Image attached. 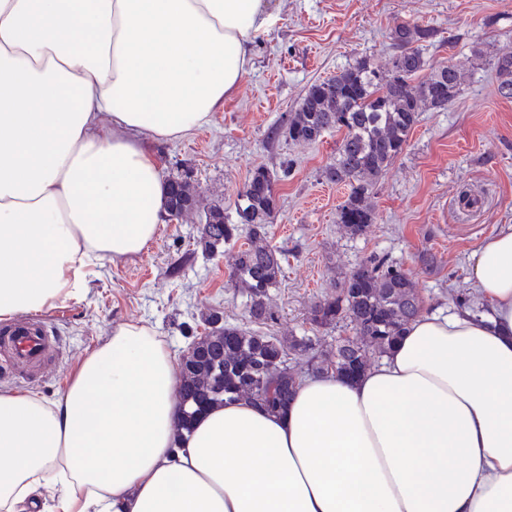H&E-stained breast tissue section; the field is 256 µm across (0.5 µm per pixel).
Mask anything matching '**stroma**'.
Segmentation results:
<instances>
[{
  "label": "stroma",
  "instance_id": "35a3bbf8",
  "mask_svg": "<svg viewBox=\"0 0 512 512\" xmlns=\"http://www.w3.org/2000/svg\"><path fill=\"white\" fill-rule=\"evenodd\" d=\"M274 25L256 40L253 68L225 99L209 127L156 145L164 176L189 175L201 207L166 219L153 243L122 262L99 265L80 300L40 313L57 339L53 364L24 374L0 358V388L61 395L81 361L130 321L153 326L172 358L204 330L202 317L220 311L245 322L246 296L229 281L230 255L197 245L205 208L235 209L256 167L277 171L278 209L267 243L282 251V276L270 291L274 322L264 333L288 340L317 335L323 344L352 335L347 323L313 329L315 304L370 257L402 268L424 299L426 313L461 304L481 307L470 278L471 257L494 236L512 231V99L497 93L476 49H512V0H268ZM408 21L434 29L423 43L430 64L453 63L462 92L448 108L421 112L408 145L375 189V220L350 237L336 222L343 186L324 172L342 136L315 143L270 138L307 88L359 58L386 66L391 33Z\"/></svg>",
  "mask_w": 512,
  "mask_h": 512
}]
</instances>
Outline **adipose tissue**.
<instances>
[{
  "label": "adipose tissue",
  "instance_id": "adipose-tissue-1",
  "mask_svg": "<svg viewBox=\"0 0 512 512\" xmlns=\"http://www.w3.org/2000/svg\"><path fill=\"white\" fill-rule=\"evenodd\" d=\"M267 0H0V322L83 296L142 252L167 184L142 137L210 125ZM484 313L410 324L355 378H304L176 435V368L129 322L53 401L0 389V512H512V232L473 256Z\"/></svg>",
  "mask_w": 512,
  "mask_h": 512
}]
</instances>
